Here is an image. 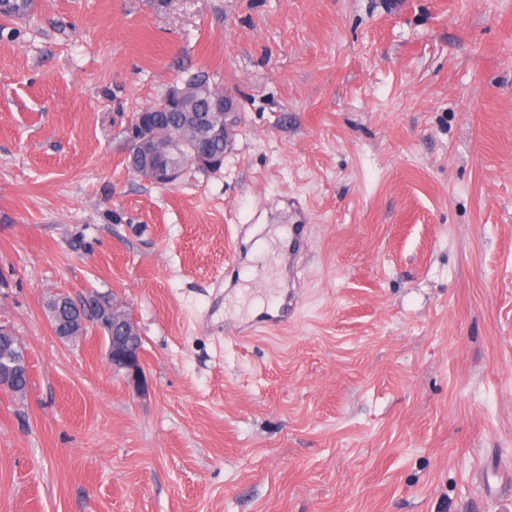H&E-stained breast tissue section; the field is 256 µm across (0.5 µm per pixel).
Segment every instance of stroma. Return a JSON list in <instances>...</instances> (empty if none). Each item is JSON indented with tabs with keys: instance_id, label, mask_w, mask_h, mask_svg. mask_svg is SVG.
<instances>
[{
	"instance_id": "35a3bbf8",
	"label": "stroma",
	"mask_w": 512,
	"mask_h": 512,
	"mask_svg": "<svg viewBox=\"0 0 512 512\" xmlns=\"http://www.w3.org/2000/svg\"><path fill=\"white\" fill-rule=\"evenodd\" d=\"M197 71L234 149L150 184L124 129ZM59 293L125 305L140 379ZM0 322V512H512V0L0 15ZM211 107L214 112H218L224 117V125L220 126L224 139L218 138L210 141L207 152L215 158H224V153L230 151L234 145L232 135L237 124L236 101L234 96L224 93V91L216 92L212 95ZM0 341L13 346L12 356L5 368L0 366V392L14 393V377L29 372V363L21 341L4 325H0Z\"/></svg>"
}]
</instances>
